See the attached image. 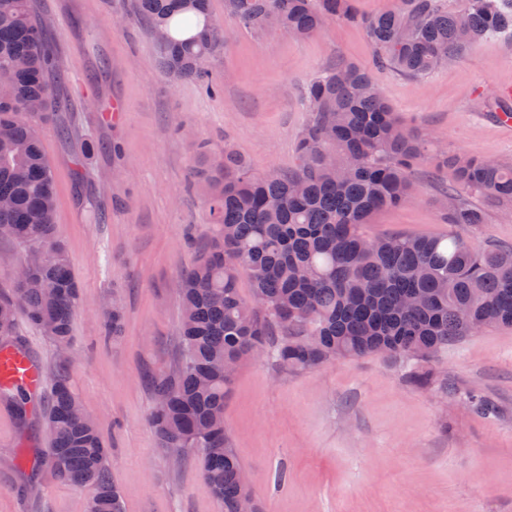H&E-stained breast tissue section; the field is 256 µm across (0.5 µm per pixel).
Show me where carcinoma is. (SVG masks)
<instances>
[{
  "label": "carcinoma",
  "mask_w": 512,
  "mask_h": 512,
  "mask_svg": "<svg viewBox=\"0 0 512 512\" xmlns=\"http://www.w3.org/2000/svg\"><path fill=\"white\" fill-rule=\"evenodd\" d=\"M355 0H224V9L255 33L304 37L328 20L362 28L373 65L412 77L430 74L485 38L512 30V0H401L372 15ZM139 13L160 30L161 66L169 75L214 90L207 63L226 35L209 0H138ZM0 230L25 248L21 266L33 285L17 284L0 300V338L18 316L58 346L70 343L79 300L68 252L57 236L53 172L36 131L56 105L51 59L30 0H0ZM312 120L297 141L299 164L287 174H256L237 152L212 157L198 147L197 174L207 186L211 223L221 232L178 280L182 354L175 371L151 380L150 422L162 447L200 450V473L222 512H237L249 489L224 429V398L235 374L227 367L254 351L272 354L289 372L336 359L387 353L413 364L425 387L429 362L448 345L488 326L512 327V246L475 247L457 236H371L379 211L414 195L410 170L426 157L451 174L448 223L482 224L483 212L461 202L475 191L512 205V166L430 149L376 87L371 69L338 65L304 91ZM252 297L238 289L240 274ZM47 451L54 475L86 486L87 512H123L108 449L96 421L64 378L48 416Z\"/></svg>",
  "instance_id": "carcinoma-1"
}]
</instances>
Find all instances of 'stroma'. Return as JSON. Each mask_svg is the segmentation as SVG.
<instances>
[{"label": "stroma", "mask_w": 512, "mask_h": 512, "mask_svg": "<svg viewBox=\"0 0 512 512\" xmlns=\"http://www.w3.org/2000/svg\"><path fill=\"white\" fill-rule=\"evenodd\" d=\"M57 66L62 109L40 125L56 185L55 222L80 287L69 347L19 320L44 375L27 422L0 401V512H86L89 488L61 482L43 456L53 385L66 376L109 450L124 512H222L190 450L174 463L148 418L150 379L181 355L176 283L196 245L219 233L197 176V146L233 148L259 174L295 168L308 123L302 92L339 63L370 67L385 100L435 148L512 165V128L489 102L512 86V35H493L425 77L372 65L355 25L327 21L296 39L245 30L210 0L228 40L208 64L218 94L167 75L136 0H31ZM416 197L378 212L369 235H458L512 246V206L478 194L477 226L447 223L448 173L411 170ZM123 311L121 336L104 316ZM430 388L409 363L369 355L285 373L245 362L224 400L232 448L264 512H512V329L450 344ZM485 396L490 415L469 393Z\"/></svg>", "instance_id": "stroma-1"}]
</instances>
